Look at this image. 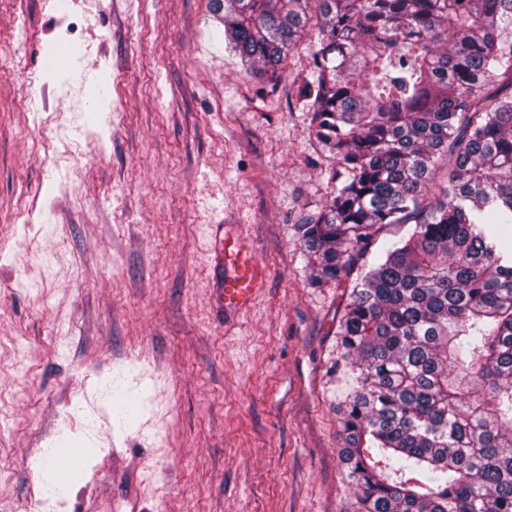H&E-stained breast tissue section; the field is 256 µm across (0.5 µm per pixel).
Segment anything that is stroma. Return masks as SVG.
<instances>
[{
	"label": "stroma",
	"instance_id": "1",
	"mask_svg": "<svg viewBox=\"0 0 512 512\" xmlns=\"http://www.w3.org/2000/svg\"><path fill=\"white\" fill-rule=\"evenodd\" d=\"M223 29L209 0H0V512H354L348 293L301 230L338 167L299 99L312 49L273 90ZM220 228L268 274L234 315ZM53 448L81 452L62 496Z\"/></svg>",
	"mask_w": 512,
	"mask_h": 512
}]
</instances>
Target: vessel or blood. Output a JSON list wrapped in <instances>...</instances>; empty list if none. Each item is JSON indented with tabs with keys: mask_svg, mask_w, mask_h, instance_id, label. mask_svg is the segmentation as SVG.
<instances>
[{
	"mask_svg": "<svg viewBox=\"0 0 512 512\" xmlns=\"http://www.w3.org/2000/svg\"><path fill=\"white\" fill-rule=\"evenodd\" d=\"M214 260L223 271L220 288L225 309H246L265 279L264 268L243 241L229 236L220 239Z\"/></svg>",
	"mask_w": 512,
	"mask_h": 512,
	"instance_id": "vessel-or-blood-1",
	"label": "vessel or blood"
}]
</instances>
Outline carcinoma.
Listing matches in <instances>:
<instances>
[{
  "instance_id": "1",
  "label": "carcinoma",
  "mask_w": 512,
  "mask_h": 512,
  "mask_svg": "<svg viewBox=\"0 0 512 512\" xmlns=\"http://www.w3.org/2000/svg\"><path fill=\"white\" fill-rule=\"evenodd\" d=\"M211 2L249 75L314 47L301 98L339 169L302 240L314 285L350 282L358 512H512V0Z\"/></svg>"
}]
</instances>
